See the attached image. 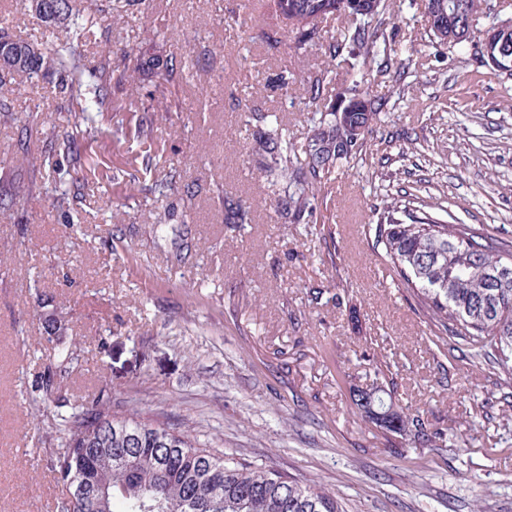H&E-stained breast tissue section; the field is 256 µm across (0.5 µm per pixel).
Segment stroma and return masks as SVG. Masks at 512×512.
I'll list each match as a JSON object with an SVG mask.
<instances>
[{"instance_id": "obj_1", "label": "stroma", "mask_w": 512, "mask_h": 512, "mask_svg": "<svg viewBox=\"0 0 512 512\" xmlns=\"http://www.w3.org/2000/svg\"><path fill=\"white\" fill-rule=\"evenodd\" d=\"M272 4L137 0L79 37L0 0V32L77 48L87 90L106 60L147 63L102 111H70L62 71L17 78L0 112V186L36 179L0 195V512H57V416L101 406L335 495L340 512H512V387L422 310L376 233L383 200L429 199L512 242V77L431 43L422 0H395L400 65L364 74L382 104L367 147L321 187L316 223L286 224L256 139L278 125L301 145L347 83L294 94L327 55ZM164 76L165 115L151 101ZM75 126L76 157L51 139ZM170 176L177 192L159 194ZM228 197L243 223H225ZM374 363L427 437L360 421L350 390Z\"/></svg>"}]
</instances>
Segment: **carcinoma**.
<instances>
[{"instance_id":"obj_1","label":"carcinoma","mask_w":512,"mask_h":512,"mask_svg":"<svg viewBox=\"0 0 512 512\" xmlns=\"http://www.w3.org/2000/svg\"><path fill=\"white\" fill-rule=\"evenodd\" d=\"M56 13L40 19L56 25L73 19L77 27L97 23L103 9L94 0H58ZM278 17L307 41L327 42L330 60L352 80L354 96L344 121L336 111L312 117V133L304 144L307 167L294 162L293 142L279 130L259 137L258 149L268 154L280 170L275 191L282 215L293 224L312 223L311 201L322 181L340 165L367 146L365 134L342 151L336 141L348 135L347 127L364 114L378 112L375 99L359 88L357 75L376 67L380 76L394 67L387 55V42L394 34L390 5L379 0L371 15L355 12L345 0H273ZM493 0H424L426 28L433 41L458 51L474 45L487 73L512 76V34L496 38L492 26L482 38L458 35V20L451 5H458L464 19L495 18ZM334 16L347 23L342 39L322 35L315 26L319 18ZM0 76V94L18 75H36L67 68L79 69L73 52L46 54L23 42H13ZM141 62L125 54L117 63L100 67L99 88L111 86L114 73H120L116 86L135 88ZM334 69L325 68L307 81L299 94L310 100L319 97ZM73 111L92 112L97 101L88 98L81 82L65 80L60 85ZM433 206L414 213L390 202L384 206L376 229L402 284L416 291L420 305L445 331L473 348L491 346L497 351V365L512 376V250L493 246L489 237L467 224H457L433 216ZM241 201L224 198V223L244 220ZM356 406L366 423L396 435L426 436L419 416L394 405L381 386L359 387ZM65 443L53 461L55 470L69 464L74 487L57 505L58 512H339L336 498L326 492L303 486L287 476L261 465L232 461L214 448L165 427L141 422L134 415L116 417L108 411L75 412L65 420Z\"/></svg>"}]
</instances>
